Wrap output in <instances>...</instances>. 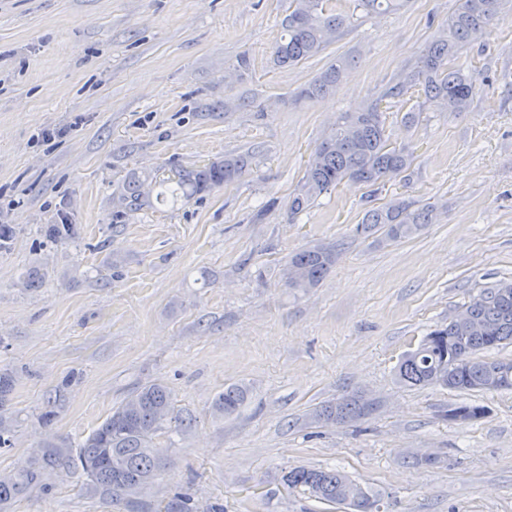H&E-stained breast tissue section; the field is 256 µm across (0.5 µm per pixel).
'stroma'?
<instances>
[{
	"label": "stroma",
	"instance_id": "stroma-1",
	"mask_svg": "<svg viewBox=\"0 0 512 512\" xmlns=\"http://www.w3.org/2000/svg\"><path fill=\"white\" fill-rule=\"evenodd\" d=\"M330 4L351 24L281 69L272 51L289 0H0V224L13 229L0 243V369L15 376L0 473L55 438L81 444L132 391L161 382L193 424L155 436L165 464L143 512L177 494L200 512H345L288 490L282 476L298 466L343 471L380 493L379 512H512V390L395 379L424 336L512 280V11L461 59L476 71L469 111L427 109L409 129L417 97L387 110L391 143L412 155L405 175L375 191L344 182L292 217L288 200L338 113L413 66L458 0L380 16ZM342 56L334 94L299 98ZM238 98L245 106L225 111ZM238 152L252 153L250 174L113 223L129 174L162 179ZM398 197L434 205L436 222L398 242L355 236L365 210ZM65 221L73 240L46 237ZM318 241L336 246L330 275L285 287L288 256ZM233 383L246 404L214 416ZM348 395L372 411L317 418ZM460 403L487 413L446 419ZM53 484L11 512H117L80 480Z\"/></svg>",
	"mask_w": 512,
	"mask_h": 512
}]
</instances>
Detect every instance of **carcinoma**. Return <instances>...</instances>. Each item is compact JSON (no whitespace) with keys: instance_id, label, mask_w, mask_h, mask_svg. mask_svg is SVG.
<instances>
[{"instance_id":"carcinoma-1","label":"carcinoma","mask_w":512,"mask_h":512,"mask_svg":"<svg viewBox=\"0 0 512 512\" xmlns=\"http://www.w3.org/2000/svg\"><path fill=\"white\" fill-rule=\"evenodd\" d=\"M356 8L372 14L400 11L407 0H355ZM509 0H459L457 9L441 25L436 36L420 52L415 66L402 70L393 85L376 99L352 112H342L335 127L311 153L304 177L290 199L288 213L294 217L317 199L330 193L345 178L376 186L406 172L411 154L393 146L387 135L382 104L404 100L414 92L422 106L458 114L468 111L476 89L473 72L458 64L468 45L482 36L499 18ZM351 16L327 7V0H291L282 23V34L273 50L279 68L294 66L320 54ZM346 70L343 58L328 66L301 90L307 99L336 90ZM252 166L247 153L227 154L195 169L179 170L156 185L133 175L113 195L112 217H123L124 209L150 202L152 193L175 204L213 191L240 179ZM435 208L405 199L368 210L355 226V233L369 237L383 231L389 241L419 234L433 223ZM52 240H67L75 234L73 224H50ZM336 261V245L316 243L295 253L285 264V287H317ZM467 308L475 318L431 331L419 347L405 354L396 369L397 381L409 387L441 386L459 392H481L512 388V360H485L477 352L512 344V281H498L474 296ZM444 375L438 380V375ZM248 389L239 384L224 387L213 409L220 416L235 414L247 401ZM370 405L346 398L319 412L326 420H357ZM167 423L186 428L189 423L175 414L171 393L161 382L133 392L77 448L63 439L41 447L27 461L0 475V512L30 489L49 490V476L80 474L86 490L112 502L132 506L136 497L162 467L160 449L153 438ZM291 490H301L320 502L341 504L350 512H377L378 499L334 468H293L282 477Z\"/></svg>"}]
</instances>
